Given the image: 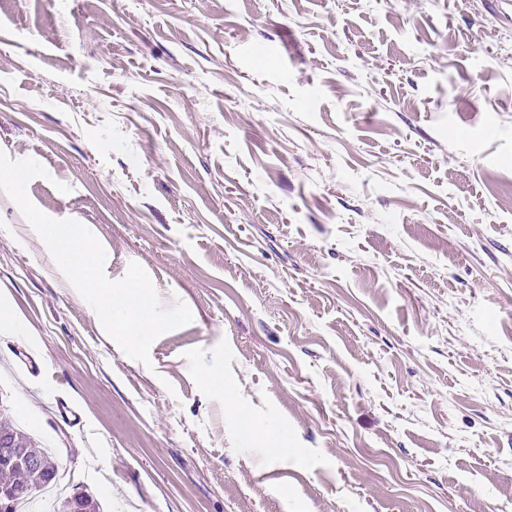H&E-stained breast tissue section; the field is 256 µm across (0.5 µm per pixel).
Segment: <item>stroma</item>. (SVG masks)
<instances>
[{"instance_id": "stroma-1", "label": "stroma", "mask_w": 512, "mask_h": 512, "mask_svg": "<svg viewBox=\"0 0 512 512\" xmlns=\"http://www.w3.org/2000/svg\"><path fill=\"white\" fill-rule=\"evenodd\" d=\"M0 151L193 315L130 358L0 192V407L93 458L102 512H512V24L481 0H0Z\"/></svg>"}]
</instances>
